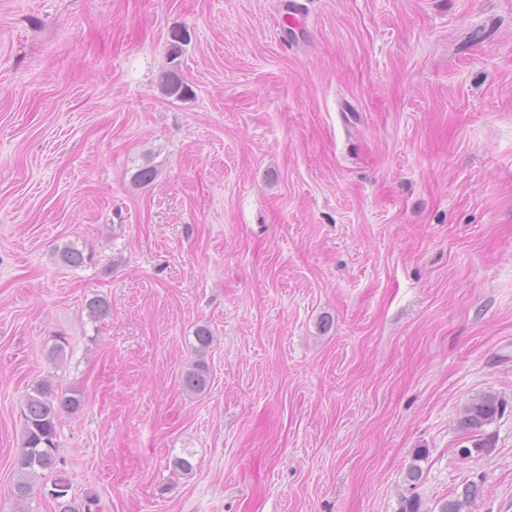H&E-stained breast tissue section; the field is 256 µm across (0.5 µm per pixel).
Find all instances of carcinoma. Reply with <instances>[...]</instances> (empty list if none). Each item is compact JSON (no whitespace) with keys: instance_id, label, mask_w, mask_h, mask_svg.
<instances>
[{"instance_id":"obj_1","label":"carcinoma","mask_w":512,"mask_h":512,"mask_svg":"<svg viewBox=\"0 0 512 512\" xmlns=\"http://www.w3.org/2000/svg\"><path fill=\"white\" fill-rule=\"evenodd\" d=\"M188 37L183 32L172 34L168 48L171 67L164 71L160 79L163 94L174 100H184L192 95L185 81L179 59L184 52ZM61 262L68 266H80L91 260V256L65 246L58 252ZM196 361L183 375V386L191 393H202L210 383V370L204 356L211 347L213 336L206 326L195 331ZM83 405L82 399L66 391L57 390L50 381L37 383L27 395L22 409L23 425L21 443L15 455V468L18 480L13 494L18 502L30 498L33 480L54 473L60 463L57 443V424L61 415L75 414ZM508 403L499 395L483 392L469 399L463 406L459 418V428L465 445L458 448L464 458L483 455L494 448V434L488 428L501 419ZM477 492V485L467 484L463 491L439 503L438 512H464L470 498ZM398 512H426L421 498L414 492L400 498Z\"/></svg>"}]
</instances>
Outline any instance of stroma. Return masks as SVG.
<instances>
[{
  "instance_id": "35a3bbf8",
  "label": "stroma",
  "mask_w": 512,
  "mask_h": 512,
  "mask_svg": "<svg viewBox=\"0 0 512 512\" xmlns=\"http://www.w3.org/2000/svg\"><path fill=\"white\" fill-rule=\"evenodd\" d=\"M304 2L291 42L280 0H0V512L44 379L99 512H397L418 448L427 512H512V409L457 452L512 405V0ZM188 43L185 32H175L172 35L168 48L169 60L172 66L163 72L160 79V89L168 98L184 100L192 95L190 86L185 81L179 60L184 52V46ZM196 361L186 370L183 375V386L191 393H202L210 383V370L204 356L211 347L213 336L206 326H200L195 331ZM507 408L506 400L491 392L475 395L465 403L459 418L463 443H467L458 448L463 458L483 455L494 448V434L488 428L505 415ZM477 492V485L474 482L467 484L462 493H455L439 503L438 512H464L470 498Z\"/></svg>"
}]
</instances>
